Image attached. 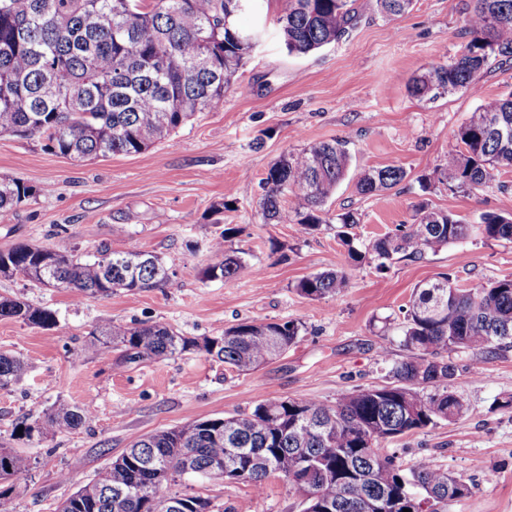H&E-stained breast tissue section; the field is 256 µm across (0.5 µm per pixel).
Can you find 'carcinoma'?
<instances>
[{
	"mask_svg": "<svg viewBox=\"0 0 512 512\" xmlns=\"http://www.w3.org/2000/svg\"><path fill=\"white\" fill-rule=\"evenodd\" d=\"M0 0V135L36 137L47 149L76 161L138 154L169 137L194 113L224 105L226 89L261 41L242 28L238 0ZM385 14L404 12L413 0H374ZM472 38L451 64L412 79L409 92L424 97L476 85L493 56L512 57V0H473ZM357 0H287L278 18L283 46L306 55L340 40L353 26ZM351 156L342 140L321 141L287 154L263 178L260 201L268 223L298 224L310 233L329 223L324 206L344 180ZM512 168V95L490 99L448 141V161L438 171L453 189L475 188L493 171ZM400 166L361 171L357 190L373 195L400 184ZM35 194L19 179L0 177V211ZM289 197L288 207L281 205ZM233 229L213 239L216 262L205 278L228 279L245 263L225 247ZM475 232L512 241V216L486 212L476 225L419 204L414 222L400 224L359 250L348 245L353 265L365 259L383 271L396 257L415 261ZM110 254L112 265L104 263ZM0 274L38 286L62 288L77 300L175 285L161 257L137 250L101 251L92 260L20 243L0 252ZM296 291L309 299L343 295L345 271L315 273ZM0 317L50 329L55 312L17 298L0 297ZM301 324L241 322L224 335L199 341L161 325L108 323L87 349L100 357L119 350L125 361L153 362L203 351L238 372L258 369L293 346ZM404 357L382 387L356 389L334 404L309 398L262 400L249 412L197 419L134 440L98 476L80 482L57 512H156V489L186 476L231 480L261 491L267 470L284 472L311 489L304 512H419L423 499L434 512L472 491L465 480L448 488V471L421 458L396 464L382 443L465 415L469 408L452 389L454 365L444 354L457 349L495 353L512 347V277L460 287L443 274L413 289L401 323ZM26 371L24 361L0 353V389ZM90 404L55 403L24 425L27 436L76 430L92 417ZM32 459L0 448V481L29 474ZM181 512H215L210 498L172 493Z\"/></svg>",
	"mask_w": 512,
	"mask_h": 512,
	"instance_id": "obj_1",
	"label": "carcinoma"
}]
</instances>
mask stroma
Returning a JSON list of instances; mask_svg holds the SVG:
<instances>
[{
    "mask_svg": "<svg viewBox=\"0 0 512 512\" xmlns=\"http://www.w3.org/2000/svg\"><path fill=\"white\" fill-rule=\"evenodd\" d=\"M473 0H414L399 16L360 11L336 43L291 56L278 17L284 0H259L238 23L262 32L258 48L216 111L196 113L177 133L134 155L86 162L45 149L36 138L0 135V176L17 178L35 194L0 212V251L26 242L88 257L103 248L160 255L177 285L119 291L75 300L70 292L0 276V296L55 311L52 329L0 318V352L20 357L26 376L0 389V446L30 456V473L15 480L16 512H55L75 490L102 472L137 436L203 417H228L263 399L311 398L335 403L358 388L386 385L404 354L393 324L414 288L448 274L458 284L512 276V243L471 237L393 261L385 271L363 264L341 297L311 300L296 283L348 264L347 250L325 224L310 235L294 224L264 223L259 202L267 170L283 154L331 139L349 141L351 163L327 202L329 215L351 210L350 231L366 244L410 223L428 201L466 223L486 212L512 215V168L482 186L449 190L433 180L448 141L483 100L512 93V57H497L477 89L437 98L408 91L412 77L454 61L470 40ZM390 165L407 176L393 188L359 194V171ZM431 176L421 189L420 176ZM228 227V246L246 266L229 280H208L209 244ZM294 321L301 334L284 355L239 373L201 352L150 363H121L86 352L90 334L112 321L163 324L185 335L215 338L245 321ZM453 384L469 413L389 441L398 464L429 458L472 484L471 495L448 512H512V348L494 354L451 353ZM95 405L91 426L53 437H27L18 428L56 401ZM178 490L210 498L221 512H302V499L282 479L262 492L242 482L180 481Z\"/></svg>",
    "mask_w": 512,
    "mask_h": 512,
    "instance_id": "35a3bbf8",
    "label": "stroma"
}]
</instances>
